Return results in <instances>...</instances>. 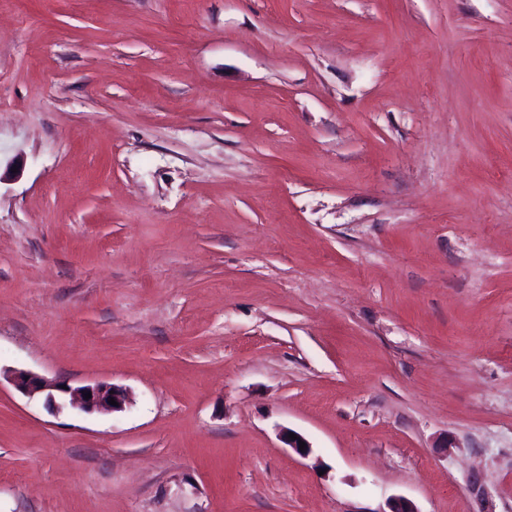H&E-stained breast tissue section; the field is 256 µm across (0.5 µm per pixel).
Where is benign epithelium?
<instances>
[{"label":"benign epithelium","instance_id":"benign-epithelium-1","mask_svg":"<svg viewBox=\"0 0 512 512\" xmlns=\"http://www.w3.org/2000/svg\"><path fill=\"white\" fill-rule=\"evenodd\" d=\"M10 380L19 391L26 395H43L45 405L56 411L71 407L87 414L113 413L123 410L126 405L125 392L114 385L94 384L76 388L68 385L63 389L61 381L47 380L24 370L12 372ZM87 393L91 394V398H85ZM112 399L117 402V405L110 404Z\"/></svg>","mask_w":512,"mask_h":512}]
</instances>
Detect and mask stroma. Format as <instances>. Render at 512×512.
<instances>
[{
	"label": "stroma",
	"instance_id": "stroma-1",
	"mask_svg": "<svg viewBox=\"0 0 512 512\" xmlns=\"http://www.w3.org/2000/svg\"><path fill=\"white\" fill-rule=\"evenodd\" d=\"M399 496L512 512V0H0V512ZM10 380L19 391L26 395H43L45 405L56 411L71 407L87 414L113 413L122 411L126 405L125 392L114 385L94 384L72 388L64 381L47 380L24 370L12 372ZM61 385H66V389L61 388ZM110 391H113V394H110ZM87 393H91V398H85ZM110 398H114L118 406L111 405Z\"/></svg>",
	"mask_w": 512,
	"mask_h": 512
}]
</instances>
